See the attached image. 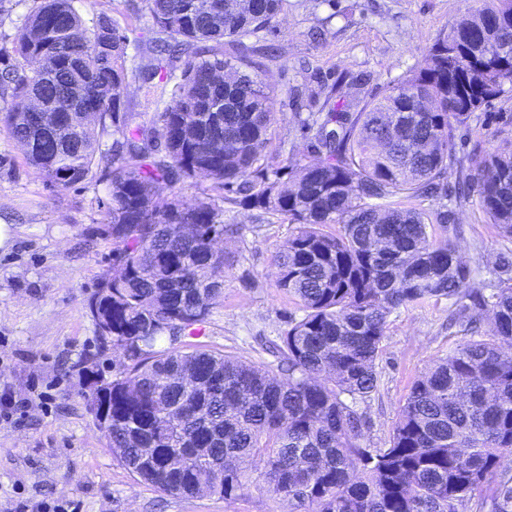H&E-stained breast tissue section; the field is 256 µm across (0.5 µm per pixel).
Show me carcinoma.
Here are the masks:
<instances>
[{
    "mask_svg": "<svg viewBox=\"0 0 512 512\" xmlns=\"http://www.w3.org/2000/svg\"><path fill=\"white\" fill-rule=\"evenodd\" d=\"M158 34L157 65L127 66L128 37L106 13L86 22L74 0H39L11 48H0V110L29 164L50 185L86 180L111 157L106 223L124 268L97 305L112 315V423L97 424L113 455L140 481L172 496L207 490L231 501L254 489L273 512H512V255L498 256L497 285L476 281L448 240L455 137L470 115L512 92V0H481L448 22L423 64L351 111L320 86L327 112H310L317 159L279 161L269 151L273 94L247 54L224 41L270 31L285 0H144ZM478 52L448 65V41ZM186 58L163 110L134 125L124 89L151 84ZM222 75L228 83L213 81ZM224 98V111L207 105ZM69 137L38 127L39 103L67 118ZM114 136L102 149L91 136ZM209 179L219 195L186 202L178 186ZM463 186L512 239V140L472 160ZM429 200L428 209L395 203ZM294 225L276 252L277 287L302 311L266 346L274 364L201 347L224 298V204ZM338 225L336 232L324 227ZM452 299L472 338L413 384L385 448L361 444L359 403L376 392L375 361L390 316L428 299ZM488 330L478 333L485 313ZM203 390L192 395L182 376ZM495 483L481 496L483 486Z\"/></svg>",
    "mask_w": 512,
    "mask_h": 512,
    "instance_id": "1",
    "label": "carcinoma"
}]
</instances>
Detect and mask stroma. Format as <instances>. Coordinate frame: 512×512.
Returning a JSON list of instances; mask_svg holds the SVG:
<instances>
[{
    "instance_id": "1",
    "label": "stroma",
    "mask_w": 512,
    "mask_h": 512,
    "mask_svg": "<svg viewBox=\"0 0 512 512\" xmlns=\"http://www.w3.org/2000/svg\"><path fill=\"white\" fill-rule=\"evenodd\" d=\"M143 0H76L84 18L106 12L126 28L131 45L156 37ZM476 0H287L266 41L262 69L274 94L269 129L272 154L307 162L312 136L293 120L317 112L322 100L307 91L322 82L353 100L396 84L423 62L437 35ZM164 83L130 82L125 98L134 123L163 107ZM457 155L512 138V93L473 112L460 127ZM109 165L97 159L88 178L68 188L49 186L0 123V224L12 225L15 245L0 252V512L17 502L64 506L66 512H267L254 490L236 500L213 494L171 496L138 480L112 453L95 425L84 374L112 375L114 352L100 349L87 303L112 272V237L103 203ZM448 237L477 277H485L512 240L485 223L477 197L454 208ZM224 220L242 232L225 237L232 264L224 271V300L195 345L245 361L270 360L263 339L279 336L300 317L277 286L273 255L286 244V219L227 207ZM451 300H429L390 317L375 363L379 387L361 408L369 424L361 443L386 447L412 383L434 360L464 340L448 327ZM25 403L22 418L10 415Z\"/></svg>"
}]
</instances>
